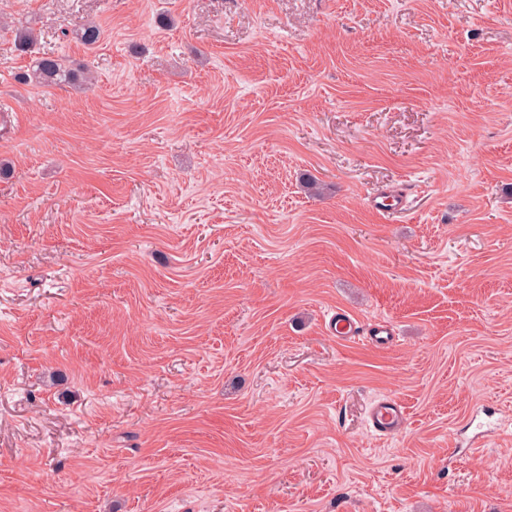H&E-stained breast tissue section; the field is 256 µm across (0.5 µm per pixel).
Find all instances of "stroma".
Returning a JSON list of instances; mask_svg holds the SVG:
<instances>
[{
  "mask_svg": "<svg viewBox=\"0 0 512 512\" xmlns=\"http://www.w3.org/2000/svg\"><path fill=\"white\" fill-rule=\"evenodd\" d=\"M0 162V512H512V0H0ZM18 79L22 82L36 83L41 85H72L83 86L91 81V75L87 68L84 66L72 67L66 65L65 60L47 54L38 52L29 68L20 73ZM325 329L329 336L342 340H351L364 333L361 322L344 311H336L325 323ZM407 421L401 402L393 397L376 400L368 412V424L379 436L390 437L398 434Z\"/></svg>",
  "mask_w": 512,
  "mask_h": 512,
  "instance_id": "stroma-1",
  "label": "stroma"
}]
</instances>
